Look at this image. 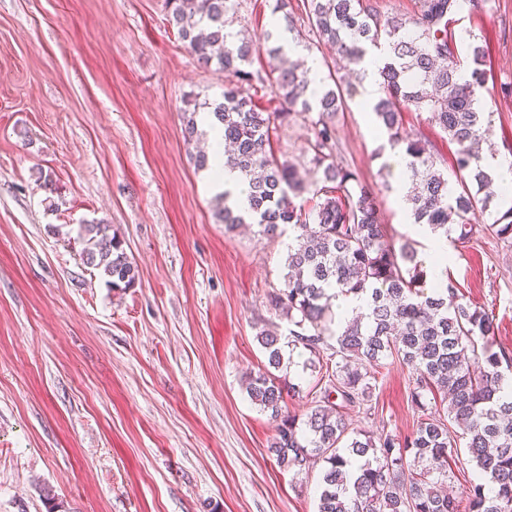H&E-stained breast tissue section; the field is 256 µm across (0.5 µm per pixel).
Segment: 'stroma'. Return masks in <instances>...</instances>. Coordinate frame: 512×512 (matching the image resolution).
<instances>
[{"label":"stroma","mask_w":512,"mask_h":512,"mask_svg":"<svg viewBox=\"0 0 512 512\" xmlns=\"http://www.w3.org/2000/svg\"><path fill=\"white\" fill-rule=\"evenodd\" d=\"M453 28L460 56L485 48L497 90L483 152L512 156V0L459 12ZM224 84L189 54L164 0H0V512H48L50 494L65 512H317L319 469L277 464L276 423L244 389L267 365L257 334L288 332L268 303L288 239L225 231L182 132L186 100L221 102ZM333 124L338 159L375 190L382 222L425 254L362 89ZM401 131L445 159L456 151L426 113L402 112ZM313 136L295 116L276 156L304 162ZM98 222L136 266L132 288L82 261L81 227ZM491 222L477 214L470 242L448 246V277L494 315V349L512 352V240ZM289 356L301 392L286 407L302 415L326 361ZM411 387L387 359L370 414L344 415L407 434L421 415Z\"/></svg>","instance_id":"obj_1"}]
</instances>
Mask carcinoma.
<instances>
[{
    "label": "carcinoma",
    "instance_id": "1",
    "mask_svg": "<svg viewBox=\"0 0 512 512\" xmlns=\"http://www.w3.org/2000/svg\"><path fill=\"white\" fill-rule=\"evenodd\" d=\"M237 0H166L170 20L191 55L203 67L216 66L228 78L224 102L210 114L222 126L224 166L236 169L249 184L250 208L242 213L217 196L216 215L228 231L251 219L261 239L291 231L297 246L288 247L284 287L269 303L294 326L284 344L271 330L257 341L268 366L288 367L284 347L302 346L316 355L325 348L335 369L320 388V399L305 418L288 414L284 391L300 387L270 371L245 380L249 399L277 421L268 448L277 463L296 473L323 463L317 512H459L458 500L439 490L448 479V458L457 447L448 423L461 430L469 460L486 482L468 491L469 512H512V394H502L512 376V354L491 350L498 326L491 314L461 302L457 287L423 289L426 272L409 243H397L381 223L375 194L356 170L339 163L332 118L343 109L351 87L334 77L319 90L311 69L297 60L262 76L249 70L262 51L276 55L285 45L271 30L255 37L229 29ZM411 17L385 16L370 0H303L308 31L336 48L349 70L364 75L368 51L384 53L381 96L370 106L388 143L404 146L410 185L405 201L416 224L455 236L461 244L473 234L472 217L493 200V178L476 146L487 140L490 125L481 105L485 89L484 50L471 47L461 62L450 25L466 9L481 12L487 0H418ZM269 83L279 107L267 112L242 85ZM184 138L198 133L195 114L207 103L186 101ZM428 113V120L458 146L456 181L449 186L445 160L426 138L400 132L404 110ZM310 119L314 139L305 153L315 180L309 182L295 163L273 151L278 128L296 111ZM313 193L312 205L304 195ZM487 230L512 239V205ZM83 262L103 271L114 290L134 286L137 267L122 241L103 223L82 226ZM340 295L363 301L366 312L331 329L333 301ZM335 343H327V339ZM413 370L411 400L425 407L427 395L444 394L448 406L421 419L404 437L376 436L355 430L330 401L359 409L370 398V380L388 357Z\"/></svg>",
    "mask_w": 512,
    "mask_h": 512
}]
</instances>
